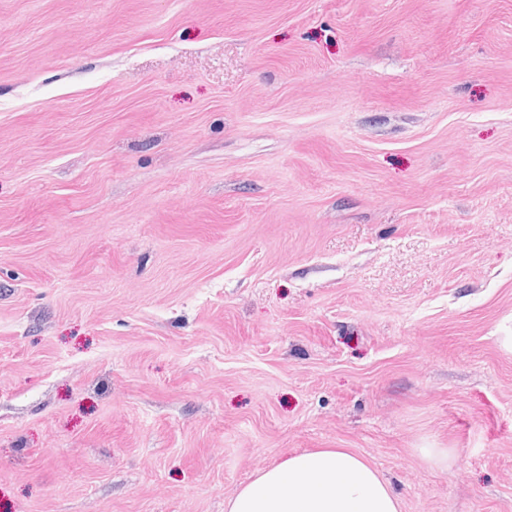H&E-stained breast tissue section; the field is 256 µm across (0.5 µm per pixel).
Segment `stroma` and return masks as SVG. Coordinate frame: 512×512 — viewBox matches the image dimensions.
Here are the masks:
<instances>
[{"label": "stroma", "mask_w": 512, "mask_h": 512, "mask_svg": "<svg viewBox=\"0 0 512 512\" xmlns=\"http://www.w3.org/2000/svg\"><path fill=\"white\" fill-rule=\"evenodd\" d=\"M507 336L512 0H0V512H512ZM226 512H401V501L364 457L344 448L293 455L262 470Z\"/></svg>", "instance_id": "1"}]
</instances>
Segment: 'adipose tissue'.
I'll return each mask as SVG.
<instances>
[{"mask_svg":"<svg viewBox=\"0 0 512 512\" xmlns=\"http://www.w3.org/2000/svg\"><path fill=\"white\" fill-rule=\"evenodd\" d=\"M225 512H401V502L364 457L326 448L262 470Z\"/></svg>","mask_w":512,"mask_h":512,"instance_id":"obj_1","label":"adipose tissue"}]
</instances>
